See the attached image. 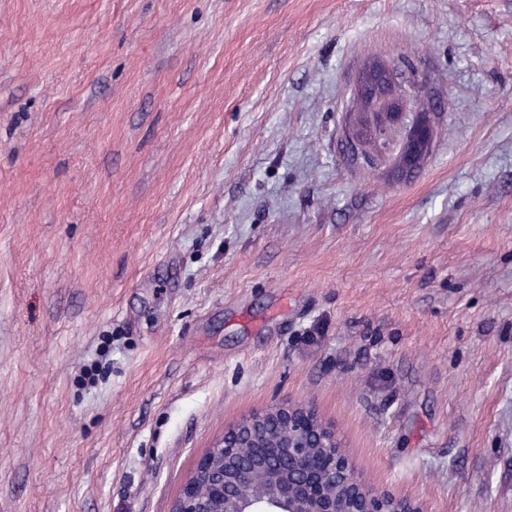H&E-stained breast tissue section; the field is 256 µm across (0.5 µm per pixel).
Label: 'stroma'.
I'll list each match as a JSON object with an SVG mask.
<instances>
[{"label":"stroma","instance_id":"obj_1","mask_svg":"<svg viewBox=\"0 0 512 512\" xmlns=\"http://www.w3.org/2000/svg\"><path fill=\"white\" fill-rule=\"evenodd\" d=\"M403 61L432 144L370 170ZM288 401L512 512V0H0V512H171ZM378 72L375 81L364 87L368 93L369 102L377 105L378 109L385 112L383 118L375 123L370 140L372 145L365 146L360 134L349 123L346 128V138L357 160L368 167H377L383 164L394 151V132L401 126L411 105L409 86L417 90L414 78H404L395 69Z\"/></svg>","mask_w":512,"mask_h":512}]
</instances>
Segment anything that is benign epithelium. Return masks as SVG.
<instances>
[{
    "instance_id": "obj_1",
    "label": "benign epithelium",
    "mask_w": 512,
    "mask_h": 512,
    "mask_svg": "<svg viewBox=\"0 0 512 512\" xmlns=\"http://www.w3.org/2000/svg\"><path fill=\"white\" fill-rule=\"evenodd\" d=\"M395 69L378 73L364 87L369 102L384 112L375 123L371 146L349 125L346 138L356 159L368 167L383 164L394 151V132L411 105L410 86ZM428 126H412L403 150L429 139ZM273 438L285 455L250 459L246 449ZM262 479L265 493L248 496L243 484ZM172 512H423L412 500L377 493L356 473L336 431L302 402L271 406L234 424L201 456Z\"/></svg>"
}]
</instances>
